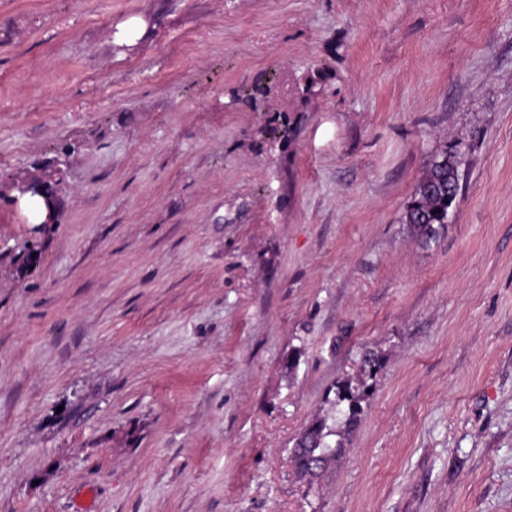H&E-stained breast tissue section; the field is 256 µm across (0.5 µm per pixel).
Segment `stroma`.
Wrapping results in <instances>:
<instances>
[{"instance_id":"obj_1","label":"stroma","mask_w":512,"mask_h":512,"mask_svg":"<svg viewBox=\"0 0 512 512\" xmlns=\"http://www.w3.org/2000/svg\"><path fill=\"white\" fill-rule=\"evenodd\" d=\"M31 174L58 216L22 265L0 193V512H512V0H0V178ZM462 153L448 146L430 162L404 212V224L425 242L434 239L448 224L458 202ZM357 364L355 376L337 380L328 392L327 398L336 410L335 422L330 425L327 418H316L295 438L293 448L299 449L291 450V462L300 478L306 475L316 477L324 472L343 448L342 440L333 444L331 437L349 434L364 416L363 403H366L376 386L377 377L385 367V359L375 351L365 350ZM312 462H317L314 472L310 470Z\"/></svg>"}]
</instances>
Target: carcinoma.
I'll return each mask as SVG.
<instances>
[{
    "instance_id": "obj_1",
    "label": "carcinoma",
    "mask_w": 512,
    "mask_h": 512,
    "mask_svg": "<svg viewBox=\"0 0 512 512\" xmlns=\"http://www.w3.org/2000/svg\"><path fill=\"white\" fill-rule=\"evenodd\" d=\"M462 153L443 149L430 162L404 212V223L422 240L429 242L448 223L449 213L458 202ZM385 359L377 352L366 350L358 359L357 374L342 378L332 386L331 403L336 419L328 424L325 417L312 420L295 438L291 462L299 477L318 476L336 459L343 442H332L333 436L352 432L364 416L363 403L376 386Z\"/></svg>"
}]
</instances>
